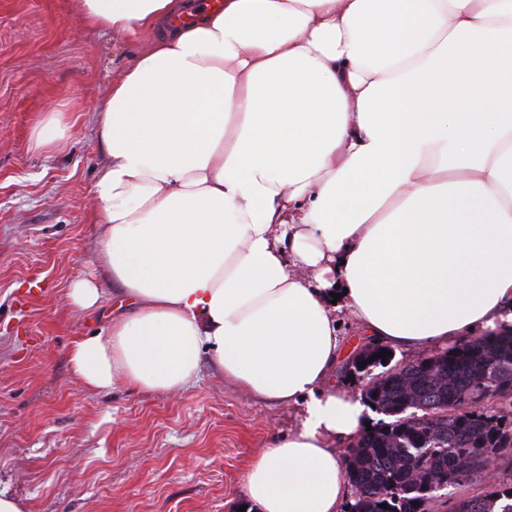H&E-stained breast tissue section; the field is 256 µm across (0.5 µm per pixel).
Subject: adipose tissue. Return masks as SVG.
<instances>
[{"mask_svg":"<svg viewBox=\"0 0 512 512\" xmlns=\"http://www.w3.org/2000/svg\"><path fill=\"white\" fill-rule=\"evenodd\" d=\"M75 2L153 39L97 111L99 257L133 309L73 343L74 374L167 393L210 355L303 409L250 461L249 505L339 512L329 441L368 421L327 385L340 313L406 348L512 333V0ZM70 119L37 117L36 148Z\"/></svg>","mask_w":512,"mask_h":512,"instance_id":"ef3b65f1","label":"adipose tissue"}]
</instances>
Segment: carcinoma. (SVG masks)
I'll list each match as a JSON object with an SVG mask.
<instances>
[{
  "instance_id": "carcinoma-1",
  "label": "carcinoma",
  "mask_w": 512,
  "mask_h": 512,
  "mask_svg": "<svg viewBox=\"0 0 512 512\" xmlns=\"http://www.w3.org/2000/svg\"><path fill=\"white\" fill-rule=\"evenodd\" d=\"M381 349L364 355L362 368L343 365L369 377L363 400L385 415L349 450L345 476L360 494L348 512H427L431 483L480 476L488 449L512 453V419L501 415L512 410V335L469 337L429 359L433 370L419 360L393 366L392 357H375ZM495 373L503 375L497 386ZM455 512H512V486L462 500Z\"/></svg>"
}]
</instances>
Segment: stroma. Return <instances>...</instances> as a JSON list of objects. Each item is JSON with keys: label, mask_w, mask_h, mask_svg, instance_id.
I'll list each match as a JSON object with an SVG mask.
<instances>
[{"label": "stroma", "mask_w": 512, "mask_h": 512, "mask_svg": "<svg viewBox=\"0 0 512 512\" xmlns=\"http://www.w3.org/2000/svg\"><path fill=\"white\" fill-rule=\"evenodd\" d=\"M141 49L85 27L72 0H0V489L28 512H239L249 461L301 412L254 398L207 358L170 393L120 378L90 392L72 371L75 340L119 312L109 297L78 310L68 292L100 273L96 109ZM58 108L73 112L64 150L36 149V116ZM503 483L510 457L493 482L438 492L429 512Z\"/></svg>", "instance_id": "35a3bbf8"}]
</instances>
